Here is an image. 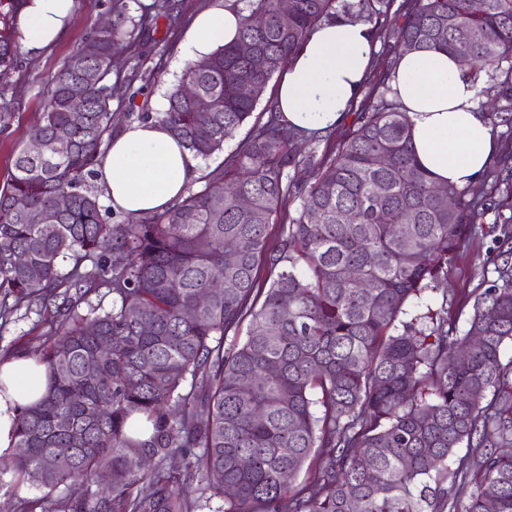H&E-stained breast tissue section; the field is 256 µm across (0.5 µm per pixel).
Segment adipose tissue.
<instances>
[{"instance_id":"1","label":"adipose tissue","mask_w":512,"mask_h":512,"mask_svg":"<svg viewBox=\"0 0 512 512\" xmlns=\"http://www.w3.org/2000/svg\"><path fill=\"white\" fill-rule=\"evenodd\" d=\"M74 0H21L17 23L31 53L65 32ZM243 15L231 7L201 13L187 36L191 58L236 39ZM375 34L370 22L338 16L319 23L294 53L279 79L275 110L298 133H324L343 123L363 96ZM394 98L411 122L412 142L423 167L438 183H476L498 149L497 132L477 106L481 83L464 76L451 53L399 54L392 69ZM200 160L157 122H135L114 135L95 169L100 199L113 210L144 215L182 199ZM48 386L44 365L20 353L0 361V457L16 443V417L38 402Z\"/></svg>"}]
</instances>
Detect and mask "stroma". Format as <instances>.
Listing matches in <instances>:
<instances>
[{
  "instance_id": "stroma-1",
  "label": "stroma",
  "mask_w": 512,
  "mask_h": 512,
  "mask_svg": "<svg viewBox=\"0 0 512 512\" xmlns=\"http://www.w3.org/2000/svg\"><path fill=\"white\" fill-rule=\"evenodd\" d=\"M227 2L180 0L185 17L181 27L173 30L158 28L156 43L150 49L120 46V55L134 58L139 72L158 71L162 79L150 83L143 95L137 94L135 85L121 79L113 80V131L136 122L142 108H149L153 113L166 109L168 89L177 83L191 62L185 43L192 22L200 13ZM106 7L107 0H75L69 27L55 46L37 55L21 51L16 65L8 72L0 73V104L8 102L12 105L11 111H0V182L8 175L13 155L27 146L33 129L39 124L43 101L50 94L64 60L89 35ZM470 190L477 196L492 198L493 204L466 238L453 273L446 280L430 284L419 300L409 303L406 307L408 318L423 315L430 308L439 309L443 296L478 294L497 277L495 269L500 258L494 230L504 224L512 226V191L495 190L494 178L489 172L472 184ZM54 311L51 305L17 310L11 319L0 325V355L37 353L48 338ZM63 494V489L50 490L27 479L18 488H0V512H24L27 501L36 499L42 501L46 512H53L56 501Z\"/></svg>"
}]
</instances>
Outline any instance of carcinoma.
<instances>
[{"label": "carcinoma", "mask_w": 512, "mask_h": 512, "mask_svg": "<svg viewBox=\"0 0 512 512\" xmlns=\"http://www.w3.org/2000/svg\"><path fill=\"white\" fill-rule=\"evenodd\" d=\"M238 2L237 38L205 68L186 67L165 111L140 115L204 160L248 122L318 23L344 13L383 28L391 6L294 0L285 13L281 0ZM108 12L111 24L64 61L35 130L72 150L56 159L23 148L0 185V319L61 299L36 355L47 390L20 410L0 478L20 482L53 455L42 485L65 489L55 512H195L214 497L224 512H512V362L501 361L512 341V262L474 298L465 335L448 330L446 295L431 327L401 319L448 278L484 204L420 165L409 116L389 98L390 71L308 181L290 174L296 133L270 106L202 190L132 218L119 235L93 170L112 141V76L130 62L115 46L137 44L161 18L179 27L183 15L171 0L136 16L129 0H110ZM398 18L400 51L470 58L466 75L484 80L481 93L499 102L492 116L512 126V0H406ZM475 24L484 38L472 43ZM17 52L1 32L0 68ZM74 90L88 102L79 122ZM239 194L253 206L240 207ZM59 196L70 199L63 211ZM345 212L357 223H342ZM221 279L233 287L215 291ZM100 286L112 290V309L82 312ZM135 415L151 423L145 440L130 434ZM102 472L105 495L90 490Z\"/></svg>", "instance_id": "obj_1"}]
</instances>
